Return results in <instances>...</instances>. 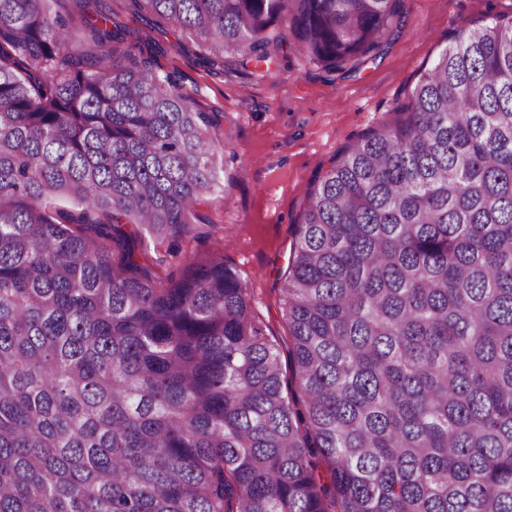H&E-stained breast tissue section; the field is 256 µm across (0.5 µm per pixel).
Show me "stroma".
<instances>
[{
  "label": "stroma",
  "mask_w": 512,
  "mask_h": 512,
  "mask_svg": "<svg viewBox=\"0 0 512 512\" xmlns=\"http://www.w3.org/2000/svg\"><path fill=\"white\" fill-rule=\"evenodd\" d=\"M106 4L128 28L113 61L145 58L158 73L174 74L195 108L209 114L208 133L224 153L220 190L199 207L204 222L167 239L125 225L134 255L167 283L223 253L251 289L255 316L283 355L282 380L291 382L281 275L312 181L361 134L393 119L396 103L456 35L481 20L511 17L512 0H402L401 28L357 63L333 71L287 49L264 76L232 60L210 65L155 17L132 15L128 0Z\"/></svg>",
  "instance_id": "obj_1"
}]
</instances>
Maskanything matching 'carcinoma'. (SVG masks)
<instances>
[{"mask_svg": "<svg viewBox=\"0 0 512 512\" xmlns=\"http://www.w3.org/2000/svg\"><path fill=\"white\" fill-rule=\"evenodd\" d=\"M77 2L0 0V512H512V18L458 34L313 181L281 287L289 395L224 256L169 283L135 260L123 225L200 222L220 147L171 76L80 50L120 28ZM131 2L243 65L289 31L340 67L402 18Z\"/></svg>", "mask_w": 512, "mask_h": 512, "instance_id": "cac0c4a2", "label": "carcinoma"}]
</instances>
